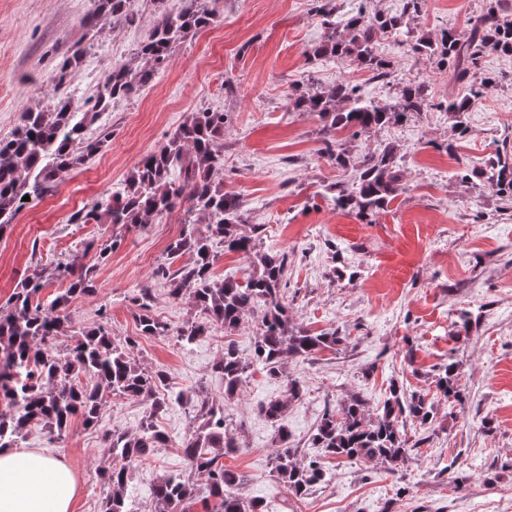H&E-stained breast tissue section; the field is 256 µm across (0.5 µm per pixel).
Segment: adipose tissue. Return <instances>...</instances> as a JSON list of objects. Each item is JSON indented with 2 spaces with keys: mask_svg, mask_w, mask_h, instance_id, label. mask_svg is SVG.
Segmentation results:
<instances>
[{
  "mask_svg": "<svg viewBox=\"0 0 512 512\" xmlns=\"http://www.w3.org/2000/svg\"><path fill=\"white\" fill-rule=\"evenodd\" d=\"M75 493L62 460L39 450H0V512H71Z\"/></svg>",
  "mask_w": 512,
  "mask_h": 512,
  "instance_id": "1",
  "label": "adipose tissue"
}]
</instances>
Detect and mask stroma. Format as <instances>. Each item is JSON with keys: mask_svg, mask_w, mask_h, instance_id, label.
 <instances>
[{"mask_svg": "<svg viewBox=\"0 0 512 512\" xmlns=\"http://www.w3.org/2000/svg\"><path fill=\"white\" fill-rule=\"evenodd\" d=\"M486 3L428 0L414 24L424 32H463ZM89 7L90 0H0V139L26 109L51 104V77L68 46L88 49L69 78L82 100L112 68L133 60L154 25L151 0H132L135 23L114 20L93 37L83 25ZM214 8V24L187 37L143 93L115 100L89 128L92 137L99 126L111 128L108 146L63 174L0 234V303L35 265L94 266V293L69 304L74 322L94 325L98 309L106 308L112 337L133 339L137 362L166 368L169 392L185 396L157 420L168 447L130 469L131 512H155L158 479L189 473L180 443L201 399L226 402L238 448L224 464L244 474V493L262 501L265 512H512V204L455 176L460 162L512 145V57H486V68L503 81L473 104L466 137L458 136L447 113L430 109L373 129L353 149L351 167L339 169L318 153L321 119L290 111V94L308 81L329 87L349 78L386 102L392 85L372 81L347 59L306 56L325 33L313 0H216ZM377 51L392 61L396 80L428 79L435 98L447 94L448 76L432 61L382 35ZM206 107L225 113L219 176L225 192L242 202L243 231L262 225L265 246L289 254L291 321L315 331L335 328L347 338L336 351L284 364L287 378L303 387L285 417L298 459L314 455L310 437L326 408L352 394L379 402L396 384L427 394L437 412L430 431L408 426L418 447L415 462L403 470L391 474L380 464L327 457L325 480L304 497L288 498L272 474L274 429L259 412L261 404L284 396V381L253 372L242 395L228 402L212 370L224 349L223 328L187 348L172 336L141 334L131 298L145 286L153 289L151 317L175 329L198 316L189 299H171L153 278L183 229V212L126 231L103 261L84 253V242L104 245L113 228L73 224L71 214L110 195L147 152ZM388 142L404 158L405 193L371 224L337 213L322 196L324 186L351 180L360 154ZM451 142L457 146L452 154L446 150ZM345 267L353 280L337 278ZM462 310L468 326L459 332L453 322ZM451 359L462 366L463 395L453 404L434 383ZM20 448L62 458L76 481L72 512H101L108 492L102 473L112 464L101 431L76 418L55 441L35 425ZM459 472L465 480L458 486Z\"/></svg>", "mask_w": 512, "mask_h": 512, "instance_id": "1", "label": "stroma"}]
</instances>
